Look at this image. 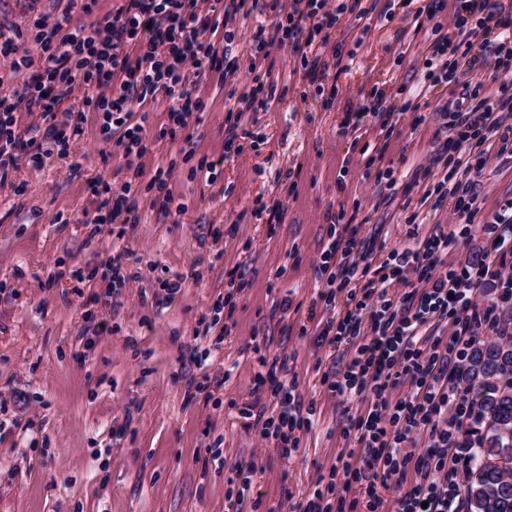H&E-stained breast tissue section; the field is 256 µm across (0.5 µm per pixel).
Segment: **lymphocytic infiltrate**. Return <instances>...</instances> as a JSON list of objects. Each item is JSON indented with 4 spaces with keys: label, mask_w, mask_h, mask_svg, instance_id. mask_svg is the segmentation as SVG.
Masks as SVG:
<instances>
[{
    "label": "lymphocytic infiltrate",
    "mask_w": 512,
    "mask_h": 512,
    "mask_svg": "<svg viewBox=\"0 0 512 512\" xmlns=\"http://www.w3.org/2000/svg\"><path fill=\"white\" fill-rule=\"evenodd\" d=\"M245 5L246 0H127L115 14L88 26L73 24L67 13L37 19L32 43L41 66L13 98L0 100V172L15 167L23 153L36 165L54 154L66 156L87 108L101 112L103 130L121 129L118 144L128 157L147 151L143 125L131 120L133 104L164 96L171 102L170 136L187 130L194 113L205 109L204 101L188 89L187 76L225 68L226 55L214 37L223 33L230 45L237 33L220 29L218 17L223 10ZM262 9L270 22L252 38L253 59H267L273 46H291L300 56L305 80L322 83L328 65L314 43L319 34L336 27L348 5L342 0H293L286 9L280 0H265ZM433 49L460 55L471 70L491 66L512 71V8L492 0H460L455 37L443 38ZM113 88L117 96L107 97ZM72 93L79 94L82 111L59 113L61 98ZM505 111L512 112L508 80L497 98L468 91L448 104L452 136L447 147L457 154L453 172L462 175L454 187L457 216H472L476 196L471 175L482 169L462 147L493 137L502 146H512V125L498 118ZM21 112L38 114L41 138H25L18 126ZM142 175L134 170L121 193L113 196L108 217L85 216L91 235L102 234L107 222L137 223ZM506 209L484 224L486 246L480 258L442 275L437 268L450 238L441 227H434L416 248L392 251L373 270L364 263L354 229L332 217L338 236L320 255L325 288L319 299L333 316L321 324L320 333L331 343L355 345L356 351L329 388L347 399H365L368 407L349 425L358 444V462L347 468V481L330 480L324 490L299 503L297 512H356L357 503L347 502L346 496L360 482L367 488V512H381L384 500L376 488L390 483L400 491L395 512H463L461 459L455 449L477 411L462 393L457 374L477 330L489 336L512 331L497 316L495 303L481 306L475 300L476 288L489 280L502 288V300L512 299V201ZM398 285L405 286V293L391 298L390 288ZM340 293L351 304L343 312L336 308ZM445 317L452 323L442 345L426 327ZM365 326L370 329L366 340L361 337ZM285 366L284 359L273 358L242 415L254 419L261 442L289 452L297 449V434L310 429L317 409L297 401L293 386L281 380ZM405 384L409 392L394 398V391ZM411 461L417 477L409 484L405 466Z\"/></svg>",
    "instance_id": "obj_1"
}]
</instances>
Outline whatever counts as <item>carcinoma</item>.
<instances>
[{
  "label": "carcinoma",
  "mask_w": 512,
  "mask_h": 512,
  "mask_svg": "<svg viewBox=\"0 0 512 512\" xmlns=\"http://www.w3.org/2000/svg\"><path fill=\"white\" fill-rule=\"evenodd\" d=\"M478 412L466 435L465 512H512V336L475 343L461 373Z\"/></svg>",
  "instance_id": "cac0c4a2"
}]
</instances>
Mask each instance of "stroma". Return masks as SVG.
<instances>
[{"instance_id": "obj_1", "label": "stroma", "mask_w": 512, "mask_h": 512, "mask_svg": "<svg viewBox=\"0 0 512 512\" xmlns=\"http://www.w3.org/2000/svg\"><path fill=\"white\" fill-rule=\"evenodd\" d=\"M121 4L96 0L86 13L70 0H0V31L16 47L15 56L0 55V99L30 76L13 59L32 53L35 17L68 12L89 25ZM422 4L361 0L365 17L344 15L321 49L328 70L319 88L304 80L292 48H272L261 71L280 98L242 114L250 136L227 159L224 109L253 86L247 43L260 21L248 7L232 14L238 38L226 62L234 75L188 78L206 103L190 122L193 161L223 158L215 177L192 173L166 136L168 100L132 117L146 134L137 166L148 179L171 170L180 211H161L145 195L137 224L91 236L81 222L100 203L90 183L115 194L127 175L121 132L102 134L96 112L68 156L39 167L19 158L0 179V512H227L250 465L254 512H291L342 468V449L356 445L343 430L366 404L330 393L326 381L355 349L306 326L323 285L317 260L330 216L358 224L374 269L442 226L452 242L440 269L458 271L483 246L484 221L512 199V163L490 142L467 147L486 158L472 223L453 221L455 200L438 190L452 168L437 150L460 85L436 87L390 132L354 113L381 90L402 105L427 68L463 70L458 57L430 54L454 30L456 0H433L429 16ZM337 47L355 52L350 70L337 66ZM372 165L393 169L394 185L368 177ZM277 200L282 219L255 214L257 202ZM112 250L128 254L127 280L115 288ZM163 279L182 280L181 291L166 296ZM227 296L229 310L220 306ZM276 356L286 359L283 376L299 399L317 407L288 456L259 450L255 423L241 414L262 359Z\"/></svg>"}]
</instances>
